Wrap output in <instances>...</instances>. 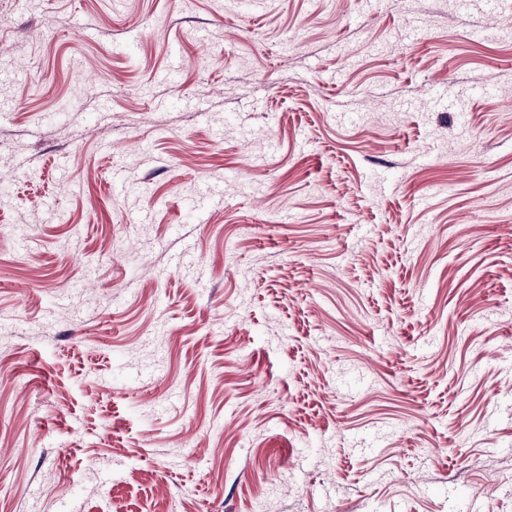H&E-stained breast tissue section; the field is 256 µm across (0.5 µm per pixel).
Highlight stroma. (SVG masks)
I'll use <instances>...</instances> for the list:
<instances>
[{
	"label": "stroma",
	"instance_id": "obj_1",
	"mask_svg": "<svg viewBox=\"0 0 512 512\" xmlns=\"http://www.w3.org/2000/svg\"><path fill=\"white\" fill-rule=\"evenodd\" d=\"M0 512H512V0H0Z\"/></svg>",
	"mask_w": 512,
	"mask_h": 512
}]
</instances>
